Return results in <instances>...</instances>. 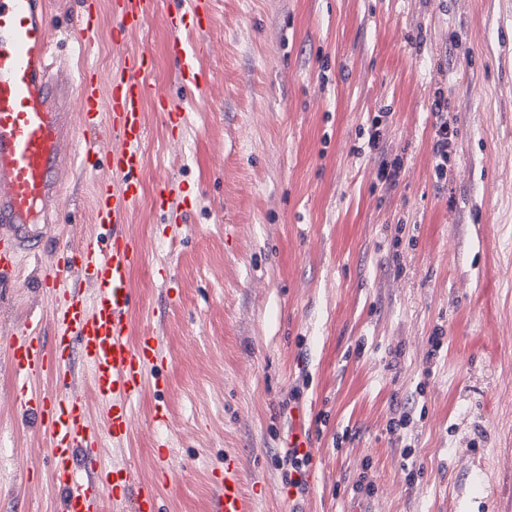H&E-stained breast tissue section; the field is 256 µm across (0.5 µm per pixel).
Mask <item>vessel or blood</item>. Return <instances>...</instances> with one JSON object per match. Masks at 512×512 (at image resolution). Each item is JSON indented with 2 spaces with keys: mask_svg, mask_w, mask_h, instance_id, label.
<instances>
[{
  "mask_svg": "<svg viewBox=\"0 0 512 512\" xmlns=\"http://www.w3.org/2000/svg\"><path fill=\"white\" fill-rule=\"evenodd\" d=\"M160 0H112V41L123 45L128 30L154 15ZM212 0H183L166 12L167 51L178 64L177 79L193 93L204 90L197 51L183 37L202 33ZM78 25L90 49L98 27L97 0H80ZM49 0H0V280L10 279L16 260L59 223L60 183L70 169L95 175L92 225L77 242L56 240L52 259L39 275L52 298L51 341L40 338L39 320L26 322L7 343V357L23 379L19 402L37 418L43 453L65 492L63 512H157L154 486L131 463L101 466L103 440L122 444L134 409L148 383L158 382L167 360L157 337L135 334L132 272L144 260L127 215L141 199V171L147 136L144 105L153 100L163 122L181 125V104L157 95L145 78L152 57L131 52L124 65L101 82L90 65L71 72L54 59ZM74 87L83 102L69 112L64 98H52L53 83ZM111 147H104L101 128ZM161 212L186 220L188 204L179 189L159 187ZM91 370L90 386L103 405V422L89 415L84 396L71 393L76 362ZM52 381L55 391L40 389ZM209 512H257L242 487L236 456L224 461V476Z\"/></svg>",
  "mask_w": 512,
  "mask_h": 512,
  "instance_id": "vessel-or-blood-1",
  "label": "vessel or blood"
}]
</instances>
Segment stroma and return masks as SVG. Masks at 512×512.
<instances>
[{"label":"stroma","mask_w":512,"mask_h":512,"mask_svg":"<svg viewBox=\"0 0 512 512\" xmlns=\"http://www.w3.org/2000/svg\"><path fill=\"white\" fill-rule=\"evenodd\" d=\"M100 2L84 55L63 42L79 0H58L56 53L106 77L148 50L149 81L187 113L175 137L148 112L128 217L145 255L132 287L162 312L149 331L167 363L103 464L134 463L159 512H207L228 452L258 512H512V0H213L208 29L185 37L206 44L199 96L176 79L161 15L118 47ZM439 87L457 129L441 182ZM379 112L404 160L393 184L352 151ZM167 181L190 204L178 227L153 205ZM91 195L74 175L63 208L77 221L52 226L44 254L90 228ZM161 265L174 278L159 282ZM38 277L21 257L0 336L34 316L50 335ZM15 386L0 348V512H61ZM297 434L316 455L288 499Z\"/></svg>","instance_id":"stroma-1"}]
</instances>
